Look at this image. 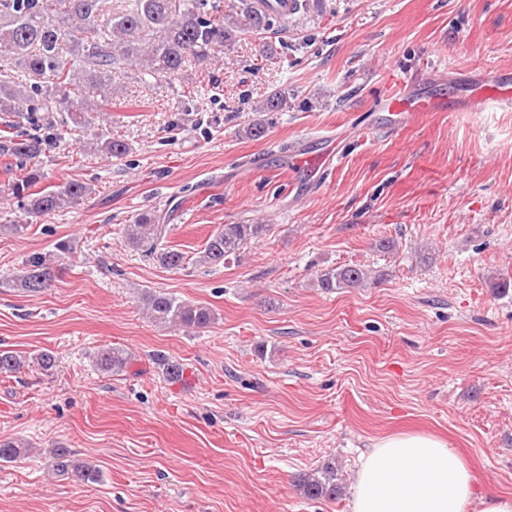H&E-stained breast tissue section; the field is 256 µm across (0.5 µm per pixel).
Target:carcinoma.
<instances>
[{
    "label": "carcinoma",
    "instance_id": "cac0c4a2",
    "mask_svg": "<svg viewBox=\"0 0 512 512\" xmlns=\"http://www.w3.org/2000/svg\"><path fill=\"white\" fill-rule=\"evenodd\" d=\"M224 13L221 0H122L120 11L105 10L103 0H0V112L13 117L0 130V156L25 162L42 150L44 139L18 138L13 130L24 122L53 128L45 112H65L74 124L85 122L89 112L112 107L115 75H135L143 84L159 82L224 54L244 33H266L284 20L275 10H262L254 0H233ZM95 151L110 157L125 156L129 146L110 136L93 144ZM42 178L36 169L11 183L12 194L25 200L31 215L69 208L90 194L84 182L69 181L38 193L29 188ZM268 231L265 224H226L213 233L199 262L219 264L240 253L243 245ZM165 225L151 212L139 214L124 225L127 244L168 268H180L184 253L159 247ZM59 270L35 256L26 264L12 287L38 293L52 285ZM369 279V271L357 266L326 270L318 286L327 292L356 288ZM142 302L156 323L183 328H206L214 321L210 308L156 292L144 293ZM44 372L56 368V356L42 351L30 360ZM10 350H0V373H15L30 362ZM96 367L119 374L131 356L117 347H104L94 355ZM23 445L0 441V462H11ZM55 470L83 481L99 480L96 466L73 458L66 449L53 452ZM299 487L308 499H334L338 495L336 468L328 463L301 477Z\"/></svg>",
    "mask_w": 512,
    "mask_h": 512
}]
</instances>
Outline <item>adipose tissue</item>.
I'll use <instances>...</instances> for the list:
<instances>
[{"label":"adipose tissue","mask_w":512,"mask_h":512,"mask_svg":"<svg viewBox=\"0 0 512 512\" xmlns=\"http://www.w3.org/2000/svg\"><path fill=\"white\" fill-rule=\"evenodd\" d=\"M350 512H512V496L480 487L444 440L399 434L373 441L353 477Z\"/></svg>","instance_id":"obj_1"}]
</instances>
